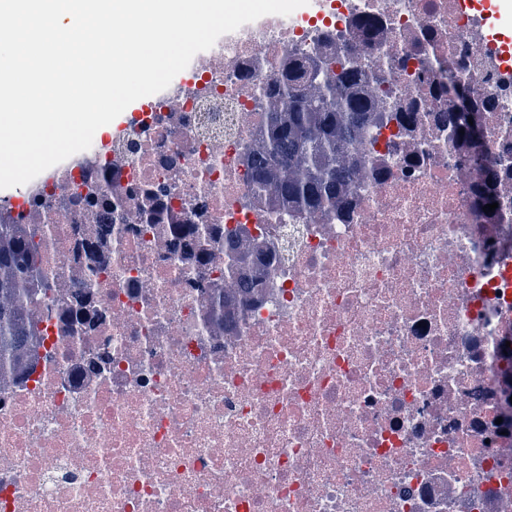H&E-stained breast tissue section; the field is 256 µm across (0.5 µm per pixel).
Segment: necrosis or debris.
Returning <instances> with one entry per match:
<instances>
[{"instance_id":"obj_1","label":"necrosis or debris","mask_w":512,"mask_h":512,"mask_svg":"<svg viewBox=\"0 0 512 512\" xmlns=\"http://www.w3.org/2000/svg\"><path fill=\"white\" fill-rule=\"evenodd\" d=\"M498 0H312L195 55L0 206L42 231L38 366L0 383V512H512V47ZM353 56L398 120L336 213L254 190L288 65ZM484 105L494 212L453 134ZM91 205L70 201L84 186ZM272 252L222 325L231 231Z\"/></svg>"}]
</instances>
